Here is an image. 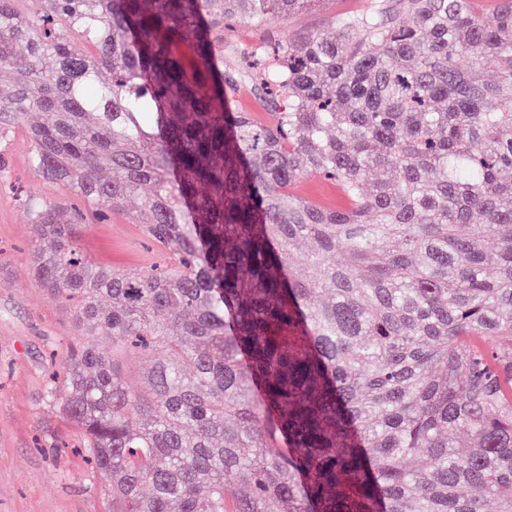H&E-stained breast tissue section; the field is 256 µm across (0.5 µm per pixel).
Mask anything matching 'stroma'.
<instances>
[{"mask_svg": "<svg viewBox=\"0 0 512 512\" xmlns=\"http://www.w3.org/2000/svg\"><path fill=\"white\" fill-rule=\"evenodd\" d=\"M370 0H316L294 14H270L224 38V67L237 52L270 37L330 33L336 20L365 10ZM32 144L17 134L5 159L9 181H0V512H106L105 482L73 448V431L43 399L44 377L61 369L77 329L70 308L37 281L32 253L38 227L21 195L81 205L80 196L51 186L28 163ZM79 246L93 263L139 272L157 259L131 213L114 215L83 232Z\"/></svg>", "mask_w": 512, "mask_h": 512, "instance_id": "stroma-1", "label": "stroma"}]
</instances>
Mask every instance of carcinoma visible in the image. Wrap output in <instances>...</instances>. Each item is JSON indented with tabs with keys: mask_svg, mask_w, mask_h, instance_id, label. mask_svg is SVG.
<instances>
[{
	"mask_svg": "<svg viewBox=\"0 0 512 512\" xmlns=\"http://www.w3.org/2000/svg\"><path fill=\"white\" fill-rule=\"evenodd\" d=\"M315 2L0 0V147L167 255L98 266L84 211L23 199L79 332L44 400L108 512H512V0H380L224 70V22ZM295 190L304 198L327 209H334L342 204L336 186L317 176L301 179Z\"/></svg>",
	"mask_w": 512,
	"mask_h": 512,
	"instance_id": "carcinoma-1",
	"label": "carcinoma"
}]
</instances>
